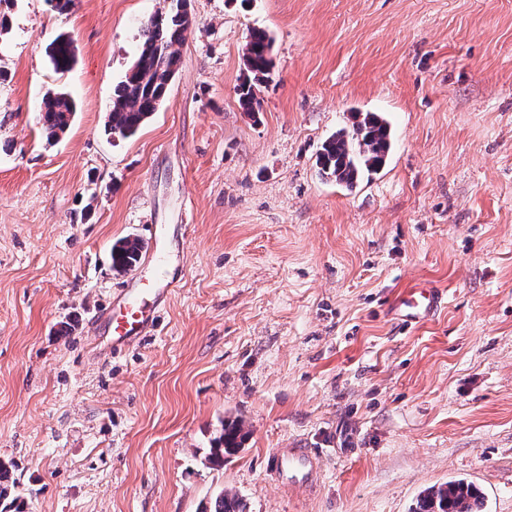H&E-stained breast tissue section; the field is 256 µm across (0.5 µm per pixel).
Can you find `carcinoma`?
<instances>
[{
	"mask_svg": "<svg viewBox=\"0 0 512 512\" xmlns=\"http://www.w3.org/2000/svg\"><path fill=\"white\" fill-rule=\"evenodd\" d=\"M144 24L140 50L124 79L115 87L112 108L107 119L110 134L127 138L158 111L180 62V48L195 20L181 7V0H164ZM272 38L262 29L249 31L243 58L246 75L236 87L240 106L247 112L261 111L257 97L260 85L272 79ZM54 68L66 70L75 60L73 42L60 35L51 44L49 54ZM43 124L47 137L55 138L71 124L76 105L65 92L48 91L42 100ZM392 146L390 124L375 112L352 115V123L328 137L322 144L318 164L322 173L337 184L352 188L362 178L377 173L385 164ZM144 246L137 238L126 237L112 244V268L132 270L140 261ZM245 434L238 422L224 424V433L211 449L210 463L224 465V456L237 453ZM10 470L0 462V512H25L24 503L8 496ZM480 495L463 480L428 490L415 512H477ZM202 512H246L235 494L220 492Z\"/></svg>",
	"mask_w": 512,
	"mask_h": 512,
	"instance_id": "cac0c4a2",
	"label": "carcinoma"
}]
</instances>
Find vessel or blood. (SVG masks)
<instances>
[{"label":"vessel or blood","instance_id":"b4317fda","mask_svg":"<svg viewBox=\"0 0 512 512\" xmlns=\"http://www.w3.org/2000/svg\"><path fill=\"white\" fill-rule=\"evenodd\" d=\"M173 286V281L159 276L131 277L105 311L112 329L113 350H122L155 329L161 305ZM445 299V292L439 288L409 289L394 310L395 318L405 328L424 324L435 318ZM320 462V453L313 448H275L268 455L267 470L288 490L311 492L320 481Z\"/></svg>","mask_w":512,"mask_h":512}]
</instances>
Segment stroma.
Segmentation results:
<instances>
[{
	"instance_id": "obj_1",
	"label": "stroma",
	"mask_w": 512,
	"mask_h": 512,
	"mask_svg": "<svg viewBox=\"0 0 512 512\" xmlns=\"http://www.w3.org/2000/svg\"><path fill=\"white\" fill-rule=\"evenodd\" d=\"M163 0H0V461L28 512H414L473 482L512 512V0H190L165 101L135 135L112 93ZM271 83L245 112L249 28ZM73 40L55 70L48 47ZM76 103L47 139L48 90ZM391 125L345 189L317 164L353 113ZM136 236L176 277L156 331L112 351L102 310ZM446 289L431 322L388 309ZM251 435L210 468L224 420ZM315 448V493L270 479ZM272 38L262 29H251L247 35L243 58L247 74L236 87V96L245 112L261 111L257 97L260 85L272 79ZM50 61L55 69L66 70L75 60L73 42L69 37L59 35L50 45ZM144 246L137 238L126 237L112 244V268L118 272L131 271L140 261ZM245 504L236 494L221 491L202 512H244Z\"/></svg>"
}]
</instances>
